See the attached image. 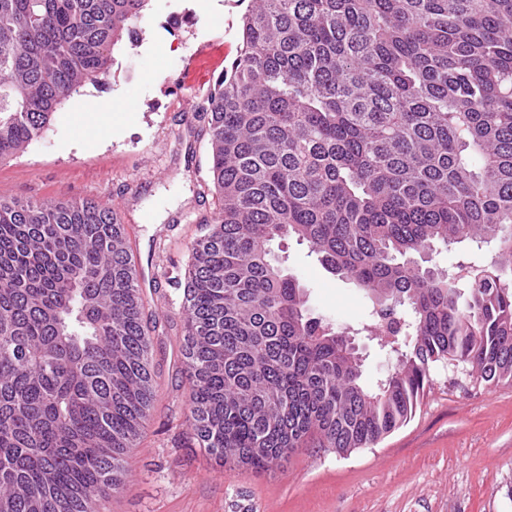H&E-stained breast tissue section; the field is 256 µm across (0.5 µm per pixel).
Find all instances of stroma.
<instances>
[{
  "label": "stroma",
  "instance_id": "obj_1",
  "mask_svg": "<svg viewBox=\"0 0 512 512\" xmlns=\"http://www.w3.org/2000/svg\"><path fill=\"white\" fill-rule=\"evenodd\" d=\"M245 11L235 0H149L132 38L113 47L106 73L67 98L23 153L0 161V198L107 204L131 231L135 263L154 271L142 298L157 321L156 401L125 488L100 512H512V382L489 386L459 367L437 366L408 422L345 454L303 448L258 475L222 466L192 437L180 310L188 249L215 203L203 192V95L186 65L203 51L235 56ZM163 225L171 231L161 238ZM272 249L311 308L356 330L364 379L377 384L395 357L358 333L371 321L368 294L327 272L306 242L289 238ZM494 258L473 244H440L429 255L445 273L460 264L487 268Z\"/></svg>",
  "mask_w": 512,
  "mask_h": 512
}]
</instances>
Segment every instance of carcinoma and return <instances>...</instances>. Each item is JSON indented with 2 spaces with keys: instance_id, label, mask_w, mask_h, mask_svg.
I'll return each mask as SVG.
<instances>
[{
  "instance_id": "cac0c4a2",
  "label": "carcinoma",
  "mask_w": 512,
  "mask_h": 512,
  "mask_svg": "<svg viewBox=\"0 0 512 512\" xmlns=\"http://www.w3.org/2000/svg\"><path fill=\"white\" fill-rule=\"evenodd\" d=\"M148 0H0V161L106 72ZM212 224L181 316L188 422L267 473L407 422L438 364L512 381V0H253L242 50L198 105ZM306 241L373 297L397 364L362 382L271 245ZM494 243L456 280L419 258ZM115 211L0 198V512H98L125 486L156 397L152 332Z\"/></svg>"
}]
</instances>
